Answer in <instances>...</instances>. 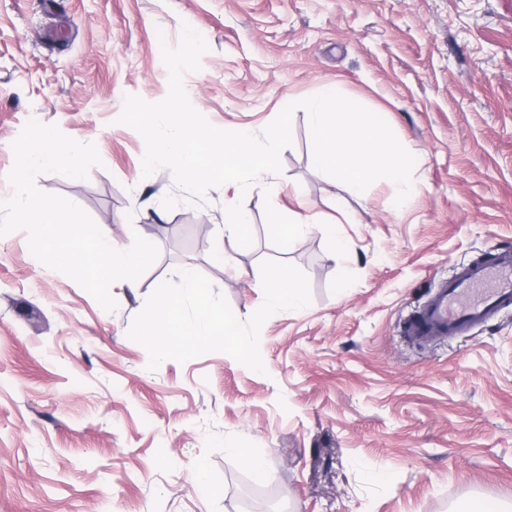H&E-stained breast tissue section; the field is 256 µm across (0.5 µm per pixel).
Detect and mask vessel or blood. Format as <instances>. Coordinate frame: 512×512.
<instances>
[{
    "label": "vessel or blood",
    "instance_id": "obj_1",
    "mask_svg": "<svg viewBox=\"0 0 512 512\" xmlns=\"http://www.w3.org/2000/svg\"><path fill=\"white\" fill-rule=\"evenodd\" d=\"M512 311V250L470 262L435 287L412 317L411 333L429 341L459 336L499 313Z\"/></svg>",
    "mask_w": 512,
    "mask_h": 512
}]
</instances>
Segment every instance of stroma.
I'll return each mask as SVG.
<instances>
[{
  "label": "stroma",
  "mask_w": 512,
  "mask_h": 512,
  "mask_svg": "<svg viewBox=\"0 0 512 512\" xmlns=\"http://www.w3.org/2000/svg\"><path fill=\"white\" fill-rule=\"evenodd\" d=\"M186 24L208 43L184 87L210 123L257 134L335 84L415 156L406 201L310 167L302 109L281 174L248 191L199 200L168 169L143 176L144 140L117 118L126 95L166 97L161 46ZM32 118L103 161L38 187L116 241L153 238L159 257L135 287L113 284L108 312L45 269L25 231L0 236V512H244L258 485L280 512L512 505V315L429 345L402 334L437 278L512 247V0H0V201ZM235 203L246 234L218 238ZM273 208L314 231L282 244ZM268 259L301 269L312 301L264 323L265 373L223 352L148 370L127 332L158 285L198 271L244 321ZM236 447L264 459L263 483Z\"/></svg>",
  "instance_id": "stroma-1"
}]
</instances>
